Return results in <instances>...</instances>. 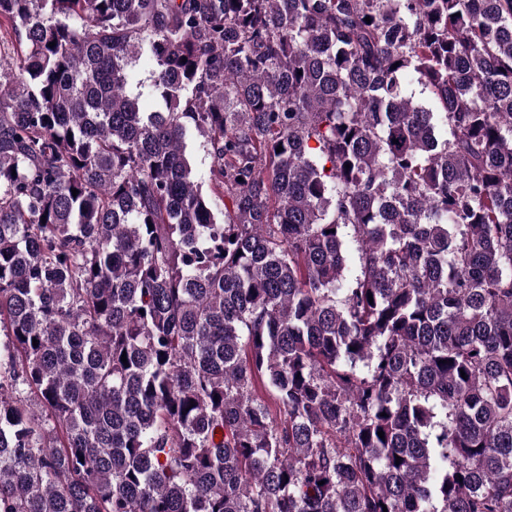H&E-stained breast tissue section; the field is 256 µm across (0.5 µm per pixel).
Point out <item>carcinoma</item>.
<instances>
[{
  "mask_svg": "<svg viewBox=\"0 0 512 512\" xmlns=\"http://www.w3.org/2000/svg\"><path fill=\"white\" fill-rule=\"evenodd\" d=\"M2 28L0 512H512V0ZM186 142L187 153L190 157L194 170L195 181L201 184L203 192L211 193V190L213 189L212 184L209 181L211 159L207 154L206 147L203 146V139L189 137Z\"/></svg>",
  "mask_w": 512,
  "mask_h": 512,
  "instance_id": "cac0c4a2",
  "label": "carcinoma"
}]
</instances>
